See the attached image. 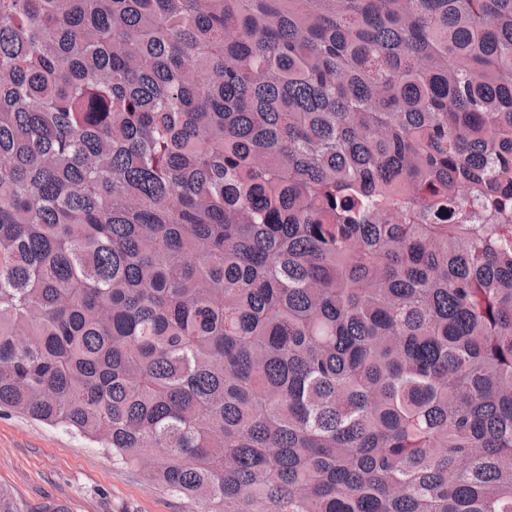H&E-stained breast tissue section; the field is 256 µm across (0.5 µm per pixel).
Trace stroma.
Segmentation results:
<instances>
[{"mask_svg":"<svg viewBox=\"0 0 512 512\" xmlns=\"http://www.w3.org/2000/svg\"><path fill=\"white\" fill-rule=\"evenodd\" d=\"M0 487L30 508L70 512H206L204 501L149 483L105 449L63 427L0 412Z\"/></svg>","mask_w":512,"mask_h":512,"instance_id":"stroma-1","label":"stroma"}]
</instances>
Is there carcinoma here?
I'll use <instances>...</instances> for the list:
<instances>
[{"label": "carcinoma", "instance_id": "cac0c4a2", "mask_svg": "<svg viewBox=\"0 0 512 512\" xmlns=\"http://www.w3.org/2000/svg\"><path fill=\"white\" fill-rule=\"evenodd\" d=\"M1 408L207 512H512V0H0Z\"/></svg>", "mask_w": 512, "mask_h": 512}]
</instances>
